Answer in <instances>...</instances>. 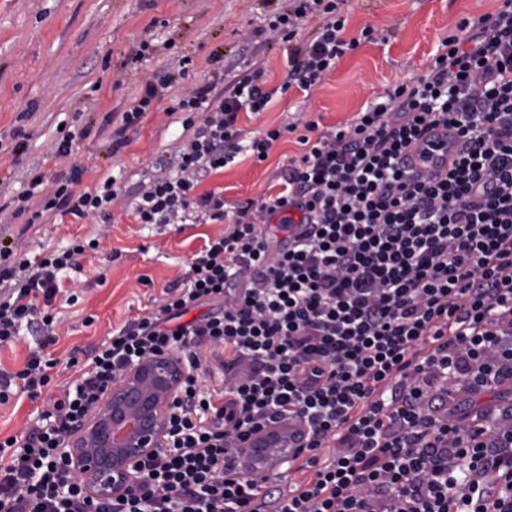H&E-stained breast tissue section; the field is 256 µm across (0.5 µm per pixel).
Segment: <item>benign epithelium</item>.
<instances>
[{"mask_svg": "<svg viewBox=\"0 0 512 512\" xmlns=\"http://www.w3.org/2000/svg\"><path fill=\"white\" fill-rule=\"evenodd\" d=\"M189 374L180 355L157 353L130 363L86 408L59 452L88 498L123 496L141 481L142 461L166 447ZM300 433L286 420L254 430L241 443L245 470L277 472L302 444Z\"/></svg>", "mask_w": 512, "mask_h": 512, "instance_id": "1", "label": "benign epithelium"}]
</instances>
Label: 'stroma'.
<instances>
[{"instance_id": "stroma-1", "label": "stroma", "mask_w": 512, "mask_h": 512, "mask_svg": "<svg viewBox=\"0 0 512 512\" xmlns=\"http://www.w3.org/2000/svg\"><path fill=\"white\" fill-rule=\"evenodd\" d=\"M499 0H347L346 37L373 26L377 41L361 43L344 56L310 92L277 88L288 72L292 44L274 33V16L290 13L292 0H0V204L45 181L85 172L81 192L106 176L117 179L126 198L158 175L159 163L185 139L178 116L167 107L202 84L212 96L253 74L264 73V89L275 96L265 112L240 113L246 137L300 120H318L331 130L352 119L365 103L388 88L422 74L448 33L463 19L493 13ZM154 54L133 61L140 43ZM189 66H182V59ZM171 77L159 103L140 126L120 131L114 116L126 110L147 78ZM75 140L69 156L56 153L62 133ZM123 140L118 153L113 141ZM297 136L283 134L265 161L239 155L224 170L208 175L199 192H222L227 206L259 200L280 190L289 157L298 154ZM225 224H142L132 208L113 207L111 222L95 216L56 214L42 224L14 219L0 246L21 239L22 258L31 263L54 257L74 240L96 242L76 269L62 273L52 308L58 323L53 357L85 358L113 328L153 308L164 289L176 287L191 255L223 236ZM77 295L69 304V295ZM92 325H85L86 315ZM74 372L55 376L37 401L22 397L0 406V439L34 424L41 411L63 396Z\"/></svg>"}]
</instances>
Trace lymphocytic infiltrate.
Returning <instances> with one entry per match:
<instances>
[{"label": "lymphocytic infiltrate", "mask_w": 512, "mask_h": 512, "mask_svg": "<svg viewBox=\"0 0 512 512\" xmlns=\"http://www.w3.org/2000/svg\"><path fill=\"white\" fill-rule=\"evenodd\" d=\"M343 2L295 0L279 16L277 29L292 33L308 14L326 16L289 58L281 91L309 90L357 47L344 36ZM261 78L215 104L205 85L176 102L189 137L173 174L143 184L133 212L143 224H181L194 211L226 221L224 235L154 309L63 363L77 371L63 399L0 441V512H512V404L453 398L465 379L472 395L512 401V0L461 21L414 85L386 91L349 125L293 122L254 137L245 148L260 162L286 132L302 152L282 192L228 210L221 192L197 187L245 149L239 112L260 114L273 97ZM439 128L462 140L460 155L406 170L403 154ZM81 174L73 167L39 209L14 216L111 219L124 202L116 183L77 193ZM288 210L313 228L272 250L260 226ZM84 253L77 243L34 269L0 264V284L29 273L14 300L0 301V345L35 316L46 334L22 369L0 368L1 406L19 391L38 400L61 364L47 351L50 307L59 271ZM205 304L209 313L191 317ZM206 345L224 353L220 399L197 386ZM161 351L190 367L168 446L126 496L88 500L60 449L127 362ZM196 411L210 423L194 422ZM278 418L304 428L286 481L245 472L239 448Z\"/></svg>", "instance_id": "obj_1"}]
</instances>
